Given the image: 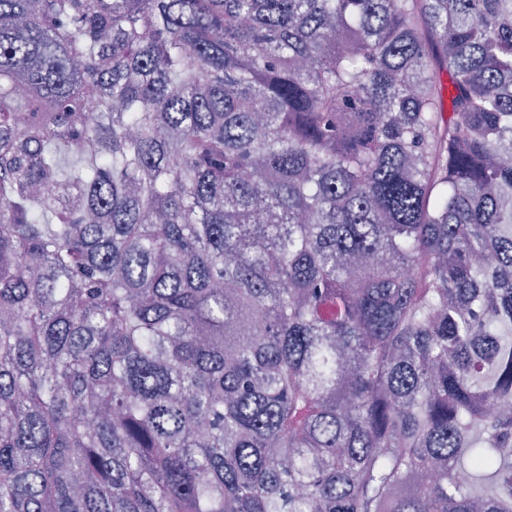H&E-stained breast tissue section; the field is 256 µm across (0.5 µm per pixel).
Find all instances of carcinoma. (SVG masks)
I'll list each match as a JSON object with an SVG mask.
<instances>
[{
	"instance_id": "obj_1",
	"label": "carcinoma",
	"mask_w": 512,
	"mask_h": 512,
	"mask_svg": "<svg viewBox=\"0 0 512 512\" xmlns=\"http://www.w3.org/2000/svg\"><path fill=\"white\" fill-rule=\"evenodd\" d=\"M0 512H512V0H0Z\"/></svg>"
}]
</instances>
